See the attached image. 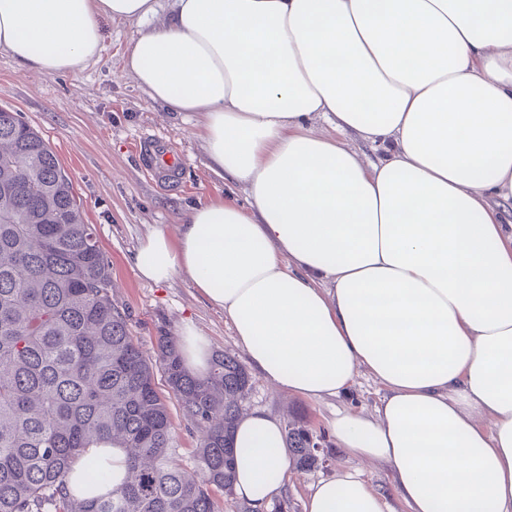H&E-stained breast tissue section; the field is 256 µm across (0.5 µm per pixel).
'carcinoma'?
<instances>
[{"label": "carcinoma", "mask_w": 512, "mask_h": 512, "mask_svg": "<svg viewBox=\"0 0 512 512\" xmlns=\"http://www.w3.org/2000/svg\"><path fill=\"white\" fill-rule=\"evenodd\" d=\"M107 256L55 151L18 113L0 108V512H219L234 485L233 429L249 386L227 353L195 376L174 340L147 356L112 304ZM169 394L201 432L194 474L171 452ZM127 453L123 486L77 498L68 476L82 460L92 490L112 470L87 448ZM297 465H319L317 437L286 425Z\"/></svg>", "instance_id": "cac0c4a2"}]
</instances>
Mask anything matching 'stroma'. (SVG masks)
Returning a JSON list of instances; mask_svg holds the SVG:
<instances>
[{"instance_id": "1", "label": "stroma", "mask_w": 512, "mask_h": 512, "mask_svg": "<svg viewBox=\"0 0 512 512\" xmlns=\"http://www.w3.org/2000/svg\"><path fill=\"white\" fill-rule=\"evenodd\" d=\"M106 48L84 70L68 75L27 72L0 52V107L18 112L50 143L69 173L88 223L94 224L112 275V302L127 316L130 332L146 353H153L160 333L176 337L185 323L208 336L214 350L234 356L243 351L230 320L183 276L165 284L140 279L132 258L154 228L177 236L186 213L198 202L243 192L224 184L207 166L195 122L181 112H168L150 102L123 70L122 56L139 27L134 23L106 25ZM165 138L186 159L182 184L169 190L157 186L135 151L139 139ZM379 387L361 376L340 398L313 401L272 388L259 372L242 402L244 412L264 410L282 420L303 418L321 443L323 464L295 469L283 493L267 512H304L310 485L341 467L362 472L373 488L386 495L391 512H406L392 494L389 471L383 465L347 458L336 445L328 421L336 408L373 412Z\"/></svg>"}]
</instances>
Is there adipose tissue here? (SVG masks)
<instances>
[{
    "instance_id": "adipose-tissue-1",
    "label": "adipose tissue",
    "mask_w": 512,
    "mask_h": 512,
    "mask_svg": "<svg viewBox=\"0 0 512 512\" xmlns=\"http://www.w3.org/2000/svg\"><path fill=\"white\" fill-rule=\"evenodd\" d=\"M108 21L139 25L124 69L199 113L210 168L247 197L148 233L139 278L188 276L275 388L322 400L372 377L374 413L331 430L407 512H512V0H0V51L70 74ZM233 446L235 493L266 512L294 465L282 420L251 412ZM304 509L388 506L343 468Z\"/></svg>"
}]
</instances>
